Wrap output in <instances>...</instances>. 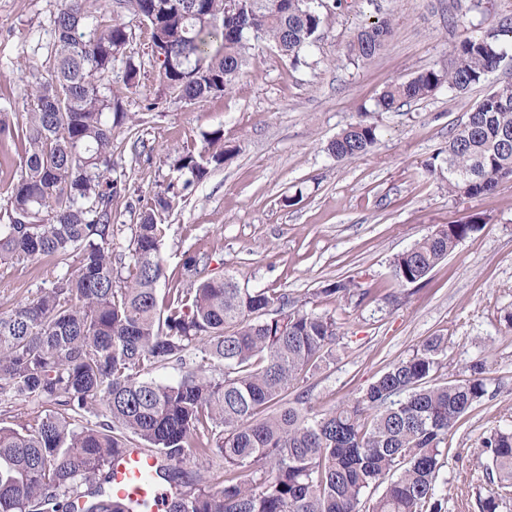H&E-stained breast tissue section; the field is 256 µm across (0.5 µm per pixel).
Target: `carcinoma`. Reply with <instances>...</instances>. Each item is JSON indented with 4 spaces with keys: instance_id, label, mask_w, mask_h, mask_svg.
Returning a JSON list of instances; mask_svg holds the SVG:
<instances>
[{
    "instance_id": "1",
    "label": "carcinoma",
    "mask_w": 512,
    "mask_h": 512,
    "mask_svg": "<svg viewBox=\"0 0 512 512\" xmlns=\"http://www.w3.org/2000/svg\"><path fill=\"white\" fill-rule=\"evenodd\" d=\"M317 2L241 0L244 27L225 14L224 0H113L108 16L68 0L55 17L53 71L23 92L21 175L5 209L8 223L0 224V262L62 263L75 251L81 259L52 288L0 311V394L51 405L19 428L0 426V512H130L106 486L112 459L127 448L158 459L152 480L194 485L168 512H443L440 448L487 395L485 361L471 364L464 379L437 384L447 339L433 336L361 396L318 410L302 395L288 400L339 336L336 319L315 312L309 298L211 276L195 255L183 263L185 287L158 297L167 277L163 214L231 156L223 130L207 133L202 149L170 157L176 176L132 229L129 263L112 250V204L125 187L103 174L112 165L114 129L136 122L109 80L131 36L122 14L145 22L151 51H164L165 89L196 101L230 90L259 44L299 63L322 28ZM392 30L388 17L365 24L348 59L371 61ZM503 55L498 30H487L454 47L448 66L387 86L377 106L390 110L443 86L462 93ZM377 141L364 112L328 151L353 159ZM442 154L454 196L479 197L512 177V83L472 106ZM479 228L477 216L438 227L392 260V279L420 283ZM323 292L347 301L367 294L352 279ZM169 366L179 379L150 377ZM96 404L105 412L93 424L85 413ZM481 448L477 466L494 495L479 507L497 512L512 499V429L490 432ZM215 455L224 459L217 489L181 470L188 457L207 469ZM83 482L85 493L78 491Z\"/></svg>"
}]
</instances>
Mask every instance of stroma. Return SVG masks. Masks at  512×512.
Here are the masks:
<instances>
[{"instance_id":"35a3bbf8","label":"stroma","mask_w":512,"mask_h":512,"mask_svg":"<svg viewBox=\"0 0 512 512\" xmlns=\"http://www.w3.org/2000/svg\"><path fill=\"white\" fill-rule=\"evenodd\" d=\"M63 6L64 0H0V113L13 127L24 121V86L53 68V20ZM385 16L393 32L379 54L367 64L349 61L359 27ZM510 18L512 0H493L488 16L459 15L456 0H341L325 12L304 64L292 65L265 44L224 95L186 103L162 94L150 34L128 14L125 54L140 66L139 83L125 88L123 64L112 73L122 110L138 118L133 128L116 129L106 173L128 186L112 205L116 253L127 254L147 200L168 184L170 155L202 147L204 133L218 128L232 151L165 214L168 278L160 292L182 287L185 258L204 255L214 273L248 287L311 298L317 312L341 326L333 359L298 386L319 409L360 396L432 336L448 340L437 383L465 378L472 362L486 359L489 398L441 448L446 512H460L458 494L473 502L491 495L472 460L483 436L512 425V328L504 320L512 312V178L488 195L452 196L446 163L431 175L424 166L477 101L512 82V33L499 35L506 51L499 68L466 93L444 87L390 111L378 109L377 100L387 84L446 65L454 46ZM364 109L378 126L375 147L336 160L330 141ZM473 215L480 230L421 285L393 281L396 255ZM78 264L71 256L68 266ZM65 267L48 258L0 264V309L51 288ZM347 277L367 289L361 302L324 294L327 284Z\"/></svg>"}]
</instances>
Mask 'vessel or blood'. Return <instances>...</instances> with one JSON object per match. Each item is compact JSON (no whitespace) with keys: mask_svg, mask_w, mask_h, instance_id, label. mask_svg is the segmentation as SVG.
<instances>
[{"mask_svg":"<svg viewBox=\"0 0 512 512\" xmlns=\"http://www.w3.org/2000/svg\"><path fill=\"white\" fill-rule=\"evenodd\" d=\"M156 465V458L149 453L137 448L125 450L112 462L109 475L112 492L132 502L148 504L150 512H163L171 490L142 479L143 474L154 470Z\"/></svg>","mask_w":512,"mask_h":512,"instance_id":"b4317fda","label":"vessel or blood"}]
</instances>
